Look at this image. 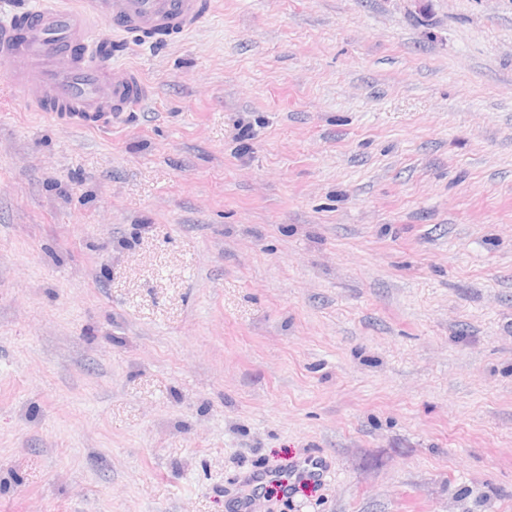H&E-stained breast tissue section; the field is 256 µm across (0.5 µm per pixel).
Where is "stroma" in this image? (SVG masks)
I'll use <instances>...</instances> for the list:
<instances>
[{
    "label": "stroma",
    "instance_id": "obj_1",
    "mask_svg": "<svg viewBox=\"0 0 512 512\" xmlns=\"http://www.w3.org/2000/svg\"><path fill=\"white\" fill-rule=\"evenodd\" d=\"M107 133L0 74V512H512V0H217ZM275 482L279 481L284 486H288L289 477L288 473H256L249 479V494L247 497L243 498L238 504V510L240 512H257L258 506L260 504L261 496V487H263L267 482Z\"/></svg>",
    "mask_w": 512,
    "mask_h": 512
}]
</instances>
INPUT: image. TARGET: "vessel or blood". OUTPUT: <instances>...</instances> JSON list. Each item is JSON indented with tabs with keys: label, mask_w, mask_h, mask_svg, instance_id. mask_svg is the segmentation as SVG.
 I'll return each instance as SVG.
<instances>
[{
	"label": "vessel or blood",
	"mask_w": 512,
	"mask_h": 512,
	"mask_svg": "<svg viewBox=\"0 0 512 512\" xmlns=\"http://www.w3.org/2000/svg\"><path fill=\"white\" fill-rule=\"evenodd\" d=\"M215 11V0H74L21 10L0 23V72L29 107L56 121L103 131L127 121L149 98V85L131 67L89 57L94 38L121 33L140 42L175 43ZM287 474L257 473L239 512H257L267 482Z\"/></svg>",
	"instance_id": "b4317fda"
}]
</instances>
